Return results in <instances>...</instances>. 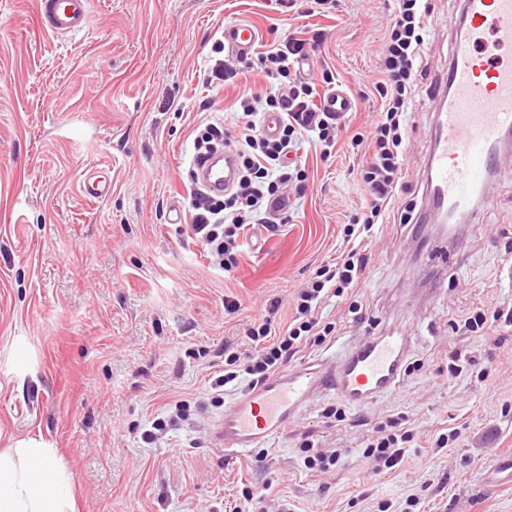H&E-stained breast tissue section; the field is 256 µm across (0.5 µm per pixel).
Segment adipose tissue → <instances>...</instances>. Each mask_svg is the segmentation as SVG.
<instances>
[{"label": "adipose tissue", "mask_w": 512, "mask_h": 512, "mask_svg": "<svg viewBox=\"0 0 512 512\" xmlns=\"http://www.w3.org/2000/svg\"><path fill=\"white\" fill-rule=\"evenodd\" d=\"M68 475L29 440L0 453V512H74Z\"/></svg>", "instance_id": "ef3b65f1"}]
</instances>
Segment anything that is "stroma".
<instances>
[{
  "instance_id": "35a3bbf8",
  "label": "stroma",
  "mask_w": 512,
  "mask_h": 512,
  "mask_svg": "<svg viewBox=\"0 0 512 512\" xmlns=\"http://www.w3.org/2000/svg\"><path fill=\"white\" fill-rule=\"evenodd\" d=\"M431 3L398 208L368 248L363 280L327 309L334 338L291 362L333 366L366 337L394 335L407 337L417 367L362 406L320 389L282 437L228 455L211 439L237 396L217 399L210 388L224 371V343L334 259L365 204L351 139L380 107L371 80L395 0H339L324 16L279 0H90L88 28L65 36L45 31L37 0H0V451L45 442L70 476L77 512H239L250 485L269 486L271 512L282 498L290 512H378L384 500L401 512L402 498L420 491L425 512H512V483L485 479L512 454V348L450 327L475 306L512 302V254L500 236L512 226V154L494 178L493 205L457 225L447 261L433 258V230L397 214L425 197L430 90L448 66L463 0ZM228 22L253 26L260 52L288 33L321 32L315 66L335 72L354 110L330 157L303 143L298 210L274 233L247 226L238 266L225 272L186 225L194 140L211 114L199 105L229 120L240 93L274 88L251 69L233 85L204 84ZM90 174L111 183L105 198L82 194ZM174 204L182 223L168 221ZM228 299L239 301L237 313L225 314ZM457 352L475 365L452 379ZM493 364L497 375L481 384L479 369ZM179 400L192 405L188 419L145 442L142 432ZM395 413L430 434L461 428L462 442L409 449L395 470L372 475L361 451ZM306 434L341 451V468L309 476ZM359 479L367 498L354 496Z\"/></svg>"
}]
</instances>
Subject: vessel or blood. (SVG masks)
Instances as JSON below:
<instances>
[{"mask_svg":"<svg viewBox=\"0 0 512 512\" xmlns=\"http://www.w3.org/2000/svg\"><path fill=\"white\" fill-rule=\"evenodd\" d=\"M38 9L56 35L81 31L90 22V0H38ZM463 25L438 78L442 96L428 179L437 214L452 224L470 223L475 202H489L488 178L497 168L502 136L512 128V0H465ZM256 40L252 26L224 27V44L235 53H249ZM238 173V156L229 147L193 163L194 182L213 195L230 190ZM403 355V337L370 336L338 367L275 374L233 402L218 423L217 438L225 450L236 451L283 436L304 398L322 386L365 402L391 390Z\"/></svg>","mask_w":512,"mask_h":512,"instance_id":"vessel-or-blood-1","label":"vessel or blood"}]
</instances>
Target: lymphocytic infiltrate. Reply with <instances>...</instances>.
Listing matches in <instances>:
<instances>
[{"label":"lymphocytic infiltrate","mask_w":512,"mask_h":512,"mask_svg":"<svg viewBox=\"0 0 512 512\" xmlns=\"http://www.w3.org/2000/svg\"><path fill=\"white\" fill-rule=\"evenodd\" d=\"M430 18L427 0H397L396 12L378 51L377 76L372 81L380 99L379 115L367 138L352 140L353 146L364 147L367 155L360 178L369 199L344 228L345 249L334 262L318 268L312 281L293 294L288 323L275 325L273 317L282 301L271 299L265 316L246 331L250 349L225 347L226 369L212 381L214 392H223L226 385L234 382L257 388L306 345H322L334 333V323L322 320L324 305L358 286L366 270L361 244L395 203L396 188L403 175L408 114L418 90L417 74ZM214 51L216 59L208 68L206 83H235L245 69L256 63L277 84L269 94L241 95L239 110L231 122L215 118L206 124L200 137L204 143L234 147L240 160L239 179L224 196H212L195 186L189 191L193 210L191 237L201 244L214 265L228 272L237 264V240L245 227L262 224L274 232L287 220L292 205L288 187L303 180L301 171L292 168L288 157L298 151L302 135L315 133L328 152L344 124L342 114L321 108L315 84L298 69L299 62L309 57L306 40L285 36L254 60L224 56L220 42ZM263 112L280 114L277 139L261 134L259 115ZM462 329L505 341L512 336V306H497L490 314L484 308H475L464 319ZM420 439V432L408 419L392 416L379 424L363 456L372 470L380 473L402 462L407 448Z\"/></svg>","instance_id":"1"}]
</instances>
